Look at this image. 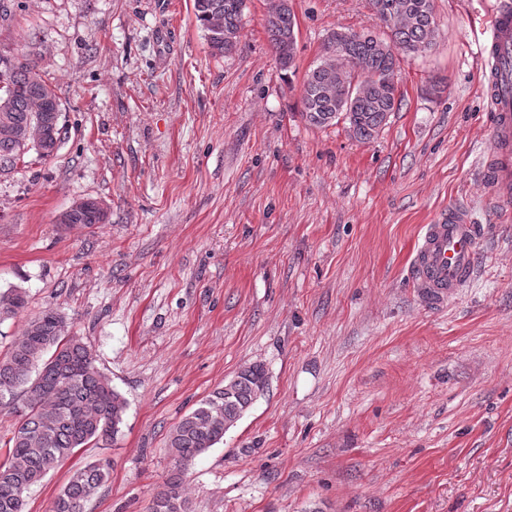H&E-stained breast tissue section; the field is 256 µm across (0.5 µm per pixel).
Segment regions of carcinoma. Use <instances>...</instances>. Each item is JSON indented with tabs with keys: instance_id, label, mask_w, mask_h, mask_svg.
Masks as SVG:
<instances>
[{
	"instance_id": "1",
	"label": "carcinoma",
	"mask_w": 512,
	"mask_h": 512,
	"mask_svg": "<svg viewBox=\"0 0 512 512\" xmlns=\"http://www.w3.org/2000/svg\"><path fill=\"white\" fill-rule=\"evenodd\" d=\"M371 6L387 37L363 32L342 43L351 62L345 84L332 81L319 63L306 73L301 92L309 124L328 127L342 119L360 141L374 139L398 107V88L390 76L400 56L425 53L436 45L434 0H371ZM193 8L212 54L234 51L238 42L225 41L224 32L240 34L245 0H194ZM214 14L223 18L219 31L210 26ZM295 25L289 0L265 17L269 43L285 71L294 67L296 41H288V34ZM351 86L359 96L343 115L338 103ZM59 109L37 58L0 52V126L8 122L23 128L39 114ZM27 152L19 142L0 138V172L14 169ZM107 219V210L94 203L75 212L70 223L104 224ZM26 305L23 289L0 290V320L23 313ZM267 386L264 366L253 363L235 375L230 387H216L173 426L167 439L171 468L150 512H192L184 493L189 465L224 440V423L239 421ZM126 411V399L98 370L92 350L72 334L61 314L44 310L29 317L0 356V417L14 420L0 432V512H26L27 493L51 471L81 448L115 442ZM110 469V461L102 459L73 468L50 512H85Z\"/></svg>"
}]
</instances>
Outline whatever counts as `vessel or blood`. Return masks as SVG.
Listing matches in <instances>:
<instances>
[{
  "mask_svg": "<svg viewBox=\"0 0 512 512\" xmlns=\"http://www.w3.org/2000/svg\"><path fill=\"white\" fill-rule=\"evenodd\" d=\"M482 48L486 96L493 113V147L483 162L484 176L497 201L512 205V0H501L489 22ZM477 257V227L463 204L448 207L417 239L411 270L421 298L441 305L467 283Z\"/></svg>",
  "mask_w": 512,
  "mask_h": 512,
  "instance_id": "vessel-or-blood-1",
  "label": "vessel or blood"
}]
</instances>
